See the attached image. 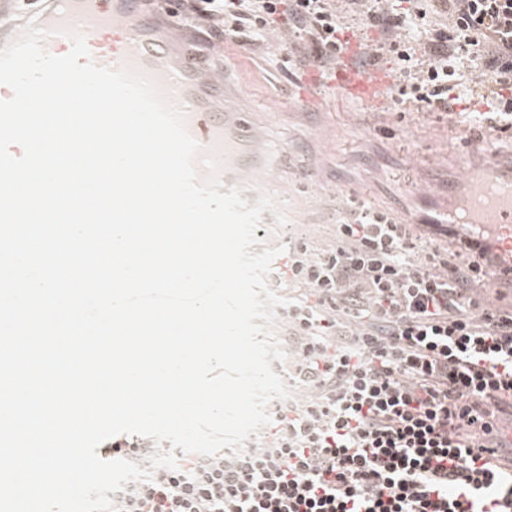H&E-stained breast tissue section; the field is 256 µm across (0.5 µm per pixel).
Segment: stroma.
Wrapping results in <instances>:
<instances>
[{"mask_svg": "<svg viewBox=\"0 0 512 512\" xmlns=\"http://www.w3.org/2000/svg\"><path fill=\"white\" fill-rule=\"evenodd\" d=\"M280 29L264 41L226 45L225 91L244 112L261 113L266 144L288 167L268 181L285 213L280 242L296 232L325 248L334 242V214L347 199L392 210L412 224L443 222L448 184L463 169L500 161L512 174V128L472 114L448 116L387 96L369 105L340 96L332 75L305 81L310 69L279 49Z\"/></svg>", "mask_w": 512, "mask_h": 512, "instance_id": "obj_1", "label": "stroma"}]
</instances>
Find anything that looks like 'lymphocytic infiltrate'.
Listing matches in <instances>:
<instances>
[{"label":"lymphocytic infiltrate","mask_w":512,"mask_h":512,"mask_svg":"<svg viewBox=\"0 0 512 512\" xmlns=\"http://www.w3.org/2000/svg\"><path fill=\"white\" fill-rule=\"evenodd\" d=\"M342 2L388 35L402 102L482 103L488 123L512 127V0ZM439 9L447 30L423 35ZM198 12L234 42L243 22H287L324 66L346 46L331 0H200ZM449 245L416 252L412 225L353 198L330 248L289 238L269 283L289 301L275 368L291 396L243 454L180 455L178 470L112 493L116 512H503L512 475L471 453L507 444L485 405L512 390V312L471 290L502 255L474 224Z\"/></svg>","instance_id":"lymphocytic-infiltrate-1"}]
</instances>
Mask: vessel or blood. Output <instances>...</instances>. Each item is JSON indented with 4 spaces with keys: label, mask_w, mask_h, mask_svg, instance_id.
Wrapping results in <instances>:
<instances>
[{
    "label": "vessel or blood",
    "mask_w": 512,
    "mask_h": 512,
    "mask_svg": "<svg viewBox=\"0 0 512 512\" xmlns=\"http://www.w3.org/2000/svg\"><path fill=\"white\" fill-rule=\"evenodd\" d=\"M10 7L46 31L50 53H68L71 42L62 34L67 28L84 34L95 63L149 77L184 111L202 156L218 159L223 186L242 187L245 199L254 200L252 186L272 168L264 135L253 113L228 106L224 80L212 73V46L200 34L174 36L147 0H0V14ZM335 85L344 95L377 100L387 82L376 70L351 65L336 73ZM470 181L465 222L500 230L504 249L512 251V179L493 162Z\"/></svg>",
    "instance_id": "vessel-or-blood-1"
}]
</instances>
